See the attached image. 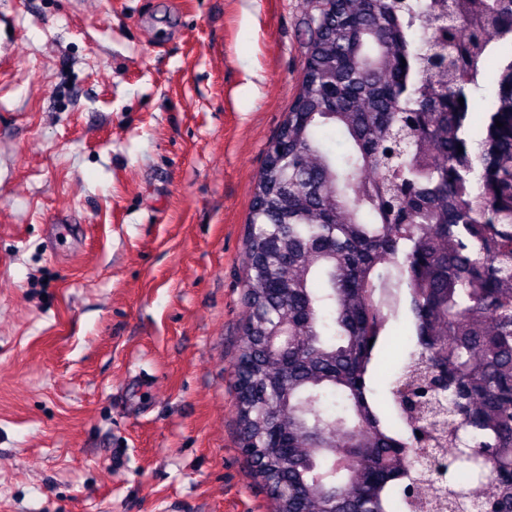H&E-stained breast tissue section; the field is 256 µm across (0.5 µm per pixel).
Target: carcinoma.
Segmentation results:
<instances>
[{"mask_svg": "<svg viewBox=\"0 0 512 512\" xmlns=\"http://www.w3.org/2000/svg\"><path fill=\"white\" fill-rule=\"evenodd\" d=\"M307 28L248 216L240 448L274 512H386L393 489L412 508L458 464L489 512H512V478L492 466L512 456V59L480 138L459 103L494 48H512V0H323ZM442 45L462 47L454 66L431 62ZM329 131L349 145L340 158ZM391 320L416 337L390 389L403 435L367 386ZM445 372L454 436L413 414Z\"/></svg>", "mask_w": 512, "mask_h": 512, "instance_id": "carcinoma-1", "label": "carcinoma"}]
</instances>
